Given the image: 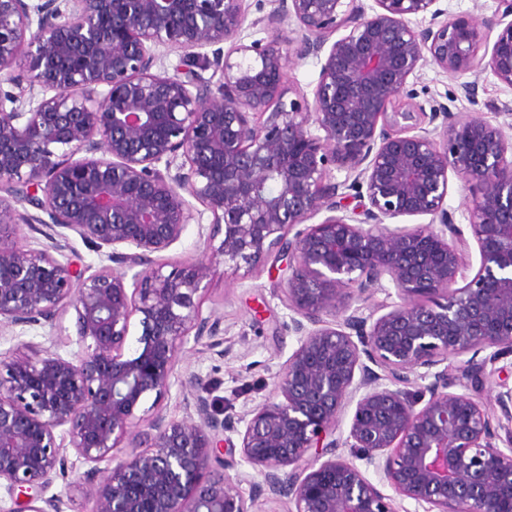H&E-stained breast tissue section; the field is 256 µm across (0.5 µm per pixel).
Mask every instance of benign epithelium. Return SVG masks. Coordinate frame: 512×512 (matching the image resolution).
<instances>
[{"mask_svg": "<svg viewBox=\"0 0 512 512\" xmlns=\"http://www.w3.org/2000/svg\"><path fill=\"white\" fill-rule=\"evenodd\" d=\"M246 2L0 0V75L13 87L0 90V193L47 215L19 219L50 241L20 246L15 225L0 226V330L53 329L75 311V334L54 349L0 354V488L27 497L23 512H66L75 495L90 512H262L270 499L288 512H405L404 500L512 512V387L495 422L473 391L512 356V136L436 99L425 109L413 83L429 62L512 89V0L481 24L438 0H270L252 22L268 36L248 43ZM169 48L182 52L174 74L154 72ZM291 53L321 67L312 95L287 100ZM400 96L410 108L388 111ZM451 175L468 192L464 226L448 210ZM206 213L224 228L219 245L164 274L158 255ZM419 217L429 222L389 225ZM467 231L481 261L461 285ZM69 232L109 264L73 271L56 257ZM284 259L298 346L279 401L221 418L207 380L175 375L182 353H225L201 293L220 262ZM385 279L391 310L353 306ZM175 384L185 417L139 414ZM226 432L238 460L219 452ZM127 435L134 450L118 458ZM78 461L88 469L73 480ZM241 461L261 476L247 497L226 474ZM58 481L65 494L46 495Z\"/></svg>", "mask_w": 512, "mask_h": 512, "instance_id": "benign-epithelium-1", "label": "benign epithelium"}]
</instances>
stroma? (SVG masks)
I'll list each match as a JSON object with an SVG mask.
<instances>
[{"label": "stroma", "instance_id": "1", "mask_svg": "<svg viewBox=\"0 0 512 512\" xmlns=\"http://www.w3.org/2000/svg\"><path fill=\"white\" fill-rule=\"evenodd\" d=\"M420 103L450 99L460 115H476L494 124L512 121V89L492 75H481L476 100L460 97V81L439 73L430 64L417 73ZM211 224L189 225L181 241L163 254L165 271L201 258L208 250ZM284 277L278 266L237 270L217 265L202 300L203 316L222 322L224 357L180 355L178 376L200 372L210 383V399L223 417H238L245 409L271 398L273 382L282 364L298 345L289 329L291 313L282 304L278 288Z\"/></svg>", "mask_w": 512, "mask_h": 512}]
</instances>
